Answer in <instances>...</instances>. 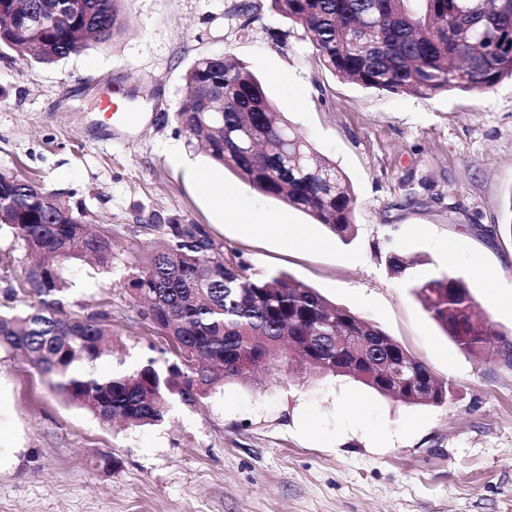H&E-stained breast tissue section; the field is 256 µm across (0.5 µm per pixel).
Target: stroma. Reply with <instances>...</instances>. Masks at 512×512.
Returning <instances> with one entry per match:
<instances>
[{
    "instance_id": "1",
    "label": "stroma",
    "mask_w": 512,
    "mask_h": 512,
    "mask_svg": "<svg viewBox=\"0 0 512 512\" xmlns=\"http://www.w3.org/2000/svg\"><path fill=\"white\" fill-rule=\"evenodd\" d=\"M122 0L125 30L52 65L0 59V170L41 182L111 236L115 260L66 264L65 303L112 307L113 361L157 343L126 287L128 260L165 240L153 214L201 225L224 257L284 274L380 326L452 398L407 404L358 382L262 368L150 427L102 423L0 348V430L18 448L0 512H512V367L467 356L385 265L463 278L512 341V78L430 98L368 91L315 57L271 0ZM261 78L276 111L349 179L354 229L340 239L189 145L175 114L198 57ZM115 100L138 123H113ZM203 172L206 182L190 177ZM223 186L216 205L212 186Z\"/></svg>"
}]
</instances>
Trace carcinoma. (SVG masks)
<instances>
[{
	"label": "carcinoma",
	"instance_id": "obj_1",
	"mask_svg": "<svg viewBox=\"0 0 512 512\" xmlns=\"http://www.w3.org/2000/svg\"><path fill=\"white\" fill-rule=\"evenodd\" d=\"M0 0V57L17 51L51 65L105 42L124 29L121 0H75L65 24L35 20L57 0ZM498 0H272L282 17L311 34L320 62L338 78L376 92L429 98L448 91L481 93L512 77V12ZM176 120L205 144L215 162L258 193L302 210L341 239L353 231V189L329 159L315 155L275 111L262 81L244 64L202 56L187 69ZM46 188L0 171V231L20 244L26 266L20 314L0 313V347L20 351L69 403L100 421L146 426L163 421L172 396L194 403L213 388L248 375L243 366L296 361L319 375L348 376L409 404H440L451 386L378 325L282 274L257 276L224 261L199 224L156 214L167 246L129 262L127 287L144 300L139 316L163 339L162 353L127 368L112 365V308L78 315L63 302L60 267L91 260L112 268V240L88 231V213L74 211ZM389 272L404 281L456 345L492 359L488 319L468 284L447 272L416 275L421 261L391 252ZM408 359L413 380L392 384L382 364Z\"/></svg>",
	"mask_w": 512,
	"mask_h": 512
}]
</instances>
